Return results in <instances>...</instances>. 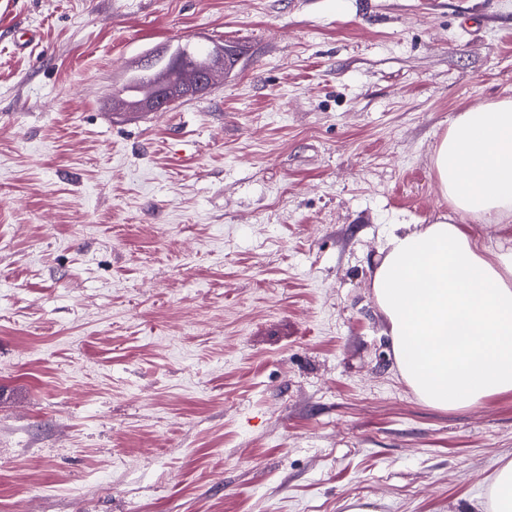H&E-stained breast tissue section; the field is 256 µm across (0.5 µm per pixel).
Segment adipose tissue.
Masks as SVG:
<instances>
[{
    "label": "adipose tissue",
    "mask_w": 512,
    "mask_h": 512,
    "mask_svg": "<svg viewBox=\"0 0 512 512\" xmlns=\"http://www.w3.org/2000/svg\"><path fill=\"white\" fill-rule=\"evenodd\" d=\"M433 164L451 213L398 225L372 288L402 379L430 406L466 409L512 392V248L487 257L467 226L512 215V99L457 113Z\"/></svg>",
    "instance_id": "1"
}]
</instances>
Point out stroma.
Returning a JSON list of instances; mask_svg holds the SVG:
<instances>
[{
    "label": "stroma",
    "mask_w": 512,
    "mask_h": 512,
    "mask_svg": "<svg viewBox=\"0 0 512 512\" xmlns=\"http://www.w3.org/2000/svg\"><path fill=\"white\" fill-rule=\"evenodd\" d=\"M187 40L242 62L117 119ZM500 99L512 0H0V512H473L512 393L421 402L371 280ZM184 46L186 45L177 44L165 59L157 61L155 72L149 77L141 76L136 72L128 73L115 93V109L119 107L124 111L131 110L137 102L153 92L156 84L175 78L183 64Z\"/></svg>",
    "instance_id": "1"
}]
</instances>
